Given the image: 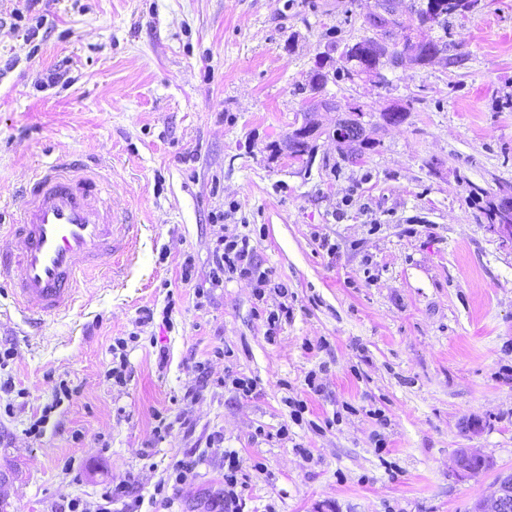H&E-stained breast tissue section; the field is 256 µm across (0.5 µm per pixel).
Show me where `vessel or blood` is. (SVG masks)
Segmentation results:
<instances>
[{
    "mask_svg": "<svg viewBox=\"0 0 512 512\" xmlns=\"http://www.w3.org/2000/svg\"><path fill=\"white\" fill-rule=\"evenodd\" d=\"M108 187L76 160L40 167L24 187L18 217L9 227L18 246L0 250V275L11 279L22 312L32 319L72 310L79 267H100L132 246L131 217L101 203Z\"/></svg>",
    "mask_w": 512,
    "mask_h": 512,
    "instance_id": "vessel-or-blood-1",
    "label": "vessel or blood"
}]
</instances>
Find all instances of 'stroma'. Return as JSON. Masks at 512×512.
Returning <instances> with one entry per match:
<instances>
[{
    "label": "stroma",
    "instance_id": "35a3bbf8",
    "mask_svg": "<svg viewBox=\"0 0 512 512\" xmlns=\"http://www.w3.org/2000/svg\"><path fill=\"white\" fill-rule=\"evenodd\" d=\"M372 3L0 0V245L19 188L65 153L139 221L68 315L27 323L0 278V512H95L107 484L147 499L187 460L164 512H215L228 450L240 512H469L512 470V242L483 210L512 195V0L451 19L447 58L389 87L327 84L375 123L366 162L333 112L311 160L289 157L296 84L365 36ZM222 234L249 237L271 287H208ZM461 448L494 470L459 477Z\"/></svg>",
    "mask_w": 512,
    "mask_h": 512
}]
</instances>
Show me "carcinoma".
Wrapping results in <instances>:
<instances>
[{"instance_id":"cac0c4a2","label":"carcinoma","mask_w":512,"mask_h":512,"mask_svg":"<svg viewBox=\"0 0 512 512\" xmlns=\"http://www.w3.org/2000/svg\"><path fill=\"white\" fill-rule=\"evenodd\" d=\"M481 0H414L413 24L408 27L403 43L393 41V31L401 26L398 15L399 0H375L374 9L363 19L365 29L372 32L361 40L347 44L338 58H328L323 70L316 72L308 83L309 90L305 99L302 125L310 129V137L296 138L295 133L288 134L286 144L290 156L301 159L311 153L314 145L313 134L317 132V124L313 114L321 109H342L341 104L317 98L329 80L337 78L355 82L367 78L373 83L385 87L389 84L386 75L404 62L425 65L439 55L448 52V41L444 37L432 36L436 30L448 32V20L464 15L477 9ZM364 112H350L348 117L339 120L332 132L338 143L355 145L349 155L353 163L365 162V155L376 148L377 142L372 137V131L367 129L362 121ZM486 216L490 223L503 222L512 219V197L502 198L497 202H488Z\"/></svg>"}]
</instances>
